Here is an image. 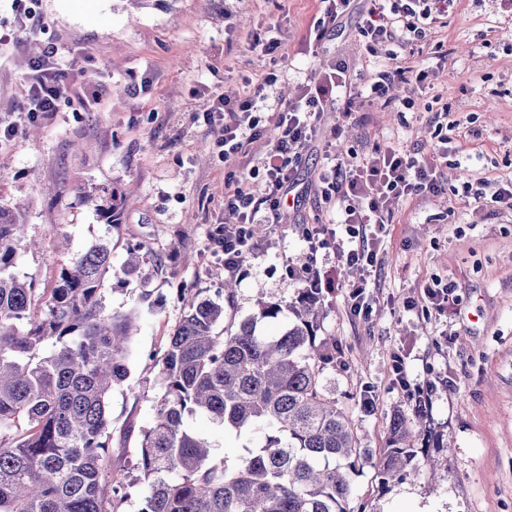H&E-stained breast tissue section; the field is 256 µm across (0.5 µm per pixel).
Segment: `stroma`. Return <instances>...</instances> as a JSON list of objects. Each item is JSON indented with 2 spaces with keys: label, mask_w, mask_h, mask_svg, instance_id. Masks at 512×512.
<instances>
[{
  "label": "stroma",
  "mask_w": 512,
  "mask_h": 512,
  "mask_svg": "<svg viewBox=\"0 0 512 512\" xmlns=\"http://www.w3.org/2000/svg\"><path fill=\"white\" fill-rule=\"evenodd\" d=\"M366 0H355L339 28L316 39L321 0H0V123L16 136L0 142V206L20 212L38 250L21 253L20 274L51 287L60 265L99 238L112 246L106 302L138 308L140 331L130 375L113 389L112 473L130 472L140 433L162 394L149 356L167 342L187 299L224 308L225 324L252 315L258 298L290 301L301 286L289 267L314 257L339 286L322 293L319 335L335 337L342 357L326 368L325 393L352 421L362 447L380 453L390 421L414 422L430 449H442L436 474L382 484L376 461L352 476L351 512H512V210L488 199L512 184V0H455L446 26L407 57L424 63V82L399 84L394 101L372 97L374 59L359 34ZM280 29L283 59L270 63L250 32ZM55 43L74 59L80 93L58 112L31 120L26 107L29 53ZM444 43L446 56L434 52ZM345 60L348 101L328 107L303 156L286 206L287 222L267 224L225 294L214 272L224 225V154L207 114L218 96L246 95L268 74L274 96L292 98L323 64ZM142 84L131 95L132 84ZM447 109L448 165L437 195L396 205L379 241L374 274L378 310L350 315L356 270L335 247L310 252L305 224H334L336 211L315 191L325 147L368 154L396 149L423 155L438 141L437 110ZM131 194L116 225L100 215L110 191ZM147 248L142 277L127 275L129 245ZM456 291L438 310L425 291ZM403 361L397 383L393 356ZM371 396L363 412L360 401Z\"/></svg>",
  "instance_id": "35a3bbf8"
}]
</instances>
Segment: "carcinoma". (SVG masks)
I'll return each instance as SVG.
<instances>
[{"instance_id":"cac0c4a2","label":"carcinoma","mask_w":512,"mask_h":512,"mask_svg":"<svg viewBox=\"0 0 512 512\" xmlns=\"http://www.w3.org/2000/svg\"><path fill=\"white\" fill-rule=\"evenodd\" d=\"M26 224L0 207V512H350L351 475L366 457L351 420L324 393L336 340L317 336L321 293L261 301L227 327L199 298L161 355L163 393L143 430L130 481L112 477V387L129 376L138 311L105 303L112 247L101 239L42 288L17 273ZM143 245L124 268L142 275ZM284 326L268 334L258 324ZM51 349L45 350L46 343ZM203 414L244 439L230 464L187 426ZM417 448L396 415L378 462L381 483L415 477Z\"/></svg>"}]
</instances>
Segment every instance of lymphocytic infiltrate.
Returning <instances> with one entry per match:
<instances>
[{
    "instance_id": "f902f5d3",
    "label": "lymphocytic infiltrate",
    "mask_w": 512,
    "mask_h": 512,
    "mask_svg": "<svg viewBox=\"0 0 512 512\" xmlns=\"http://www.w3.org/2000/svg\"><path fill=\"white\" fill-rule=\"evenodd\" d=\"M453 0H394L391 8L371 7L360 27L373 57L385 58L370 75L374 97L386 99L390 88L408 79L424 81L425 69L399 62L400 51L413 42L424 41L435 23L447 17ZM27 76L31 114L54 112L60 99L71 95L73 68L57 47L46 45L31 54ZM271 77L257 80L243 97L221 98L212 115L225 160L244 153L260 142L267 149L261 157L267 192L262 198L252 194L247 178L228 171L224 175V226L215 243L224 253V269L236 275L255 244L251 226L258 222L278 223L285 193L293 185L304 151L316 137L317 121L325 108L337 102L351 85L346 62L335 60L312 83L301 86L295 98L269 108ZM275 140H268L269 129ZM448 161V149L441 146L421 157L397 150L373 151L366 156L349 153L331 155L330 167L318 177L322 200L336 208L343 234L328 231L325 225L308 224L303 235L310 250L332 244L341 262L357 268L359 280L349 291L352 316L368 318L376 299L368 289V279L377 261L378 236L386 228L395 205L438 192L440 169Z\"/></svg>"
}]
</instances>
